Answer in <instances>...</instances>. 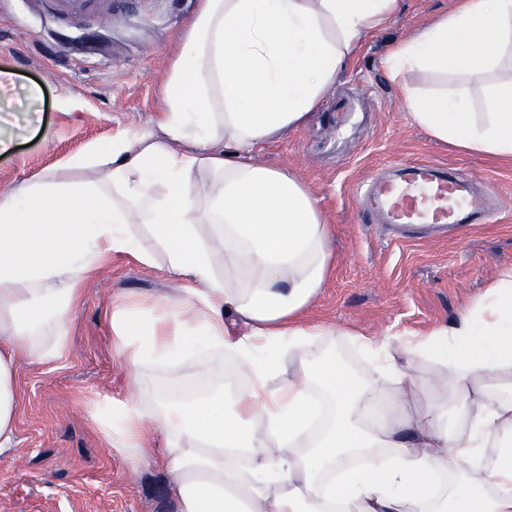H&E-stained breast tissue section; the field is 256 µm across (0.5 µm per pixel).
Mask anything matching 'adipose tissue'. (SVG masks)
Returning <instances> with one entry per match:
<instances>
[{
  "label": "adipose tissue",
  "mask_w": 512,
  "mask_h": 512,
  "mask_svg": "<svg viewBox=\"0 0 512 512\" xmlns=\"http://www.w3.org/2000/svg\"><path fill=\"white\" fill-rule=\"evenodd\" d=\"M400 9L200 0L171 50L157 130L89 144L65 162L80 180L0 190V450L16 443L19 357L61 360L86 283L127 254L178 290L113 300L127 390L89 400V414L125 460L165 467L176 512H512V265L424 333L310 321L332 226L295 171L254 155L305 125L363 33ZM387 65L432 138L512 159V0H457ZM416 71L453 87L419 95ZM340 340L368 356L364 372ZM197 356L192 391L146 388V370ZM227 361L244 380L229 394ZM285 362L293 375L277 380Z\"/></svg>",
  "instance_id": "ef3b65f1"
}]
</instances>
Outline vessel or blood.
Instances as JSON below:
<instances>
[{
    "label": "vessel or blood",
    "mask_w": 512,
    "mask_h": 512,
    "mask_svg": "<svg viewBox=\"0 0 512 512\" xmlns=\"http://www.w3.org/2000/svg\"><path fill=\"white\" fill-rule=\"evenodd\" d=\"M364 223L410 229L419 225H472L488 213L472 181L456 170L421 161H403L390 172L358 185Z\"/></svg>",
    "instance_id": "vessel-or-blood-1"
}]
</instances>
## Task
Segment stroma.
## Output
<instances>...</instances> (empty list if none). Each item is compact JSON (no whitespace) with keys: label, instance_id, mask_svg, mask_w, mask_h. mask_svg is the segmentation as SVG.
Masks as SVG:
<instances>
[{"label":"stroma","instance_id":"35a3bbf8","mask_svg":"<svg viewBox=\"0 0 512 512\" xmlns=\"http://www.w3.org/2000/svg\"><path fill=\"white\" fill-rule=\"evenodd\" d=\"M451 0H402L386 27L365 33L310 123L258 149L296 169L334 229L336 267L309 312L315 321L374 332L395 323L424 332L455 316L512 264V161L431 138L410 119L389 78L390 47L448 10ZM199 0H115L110 13L62 16L53 0H0V70L16 91L37 84L35 106L0 114L13 136L0 154V186L47 173L92 143L155 127L164 107L170 48ZM406 160L445 164L468 176L492 218L443 236H395L361 222L353 186ZM161 271L116 256L87 287L68 326L66 356L20 358L23 397L14 448L0 452V512H174L167 474L131 469L104 448L82 395L115 398L126 369L110 346L116 296L172 293Z\"/></svg>","mask_w":512,"mask_h":512}]
</instances>
